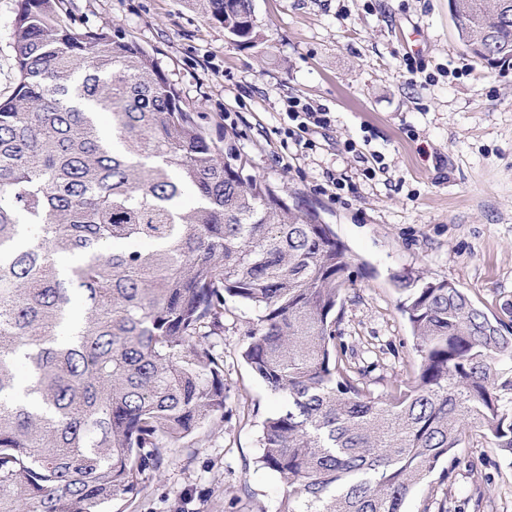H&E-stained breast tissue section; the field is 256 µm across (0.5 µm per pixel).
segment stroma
Listing matches in <instances>:
<instances>
[{
  "label": "stroma",
  "instance_id": "obj_1",
  "mask_svg": "<svg viewBox=\"0 0 512 512\" xmlns=\"http://www.w3.org/2000/svg\"><path fill=\"white\" fill-rule=\"evenodd\" d=\"M261 44L230 40L187 0H63L65 20L123 28L158 58L216 143L234 131L251 171L316 210L352 258L336 309L369 390L413 377L415 340L396 274L445 280L512 326V66L490 69L458 41L448 0H253ZM19 0H0V98L16 86ZM420 61L409 74L406 59ZM327 113L296 143L300 106ZM354 150H347V143ZM383 156L374 167L372 153ZM343 178L335 190L332 178ZM259 315L224 303L223 423L175 448L115 512H277L286 488L261 468V423L281 404L241 357ZM451 477L433 473L405 512H512V462L478 437Z\"/></svg>",
  "mask_w": 512,
  "mask_h": 512
}]
</instances>
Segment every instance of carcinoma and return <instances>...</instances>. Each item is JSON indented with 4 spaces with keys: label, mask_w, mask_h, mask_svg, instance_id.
<instances>
[{
    "label": "carcinoma",
    "mask_w": 512,
    "mask_h": 512,
    "mask_svg": "<svg viewBox=\"0 0 512 512\" xmlns=\"http://www.w3.org/2000/svg\"><path fill=\"white\" fill-rule=\"evenodd\" d=\"M191 2L261 41L253 0ZM61 3L20 0L0 100V512H109L203 444L224 420L226 294L259 309L242 357L283 399L260 456L288 487L279 512H404L468 432L512 458V330L450 282L398 275L418 365L373 396L337 342L351 261L330 225L253 175L235 134L213 142L154 54ZM448 7L478 62H512V0Z\"/></svg>",
    "instance_id": "1"
}]
</instances>
